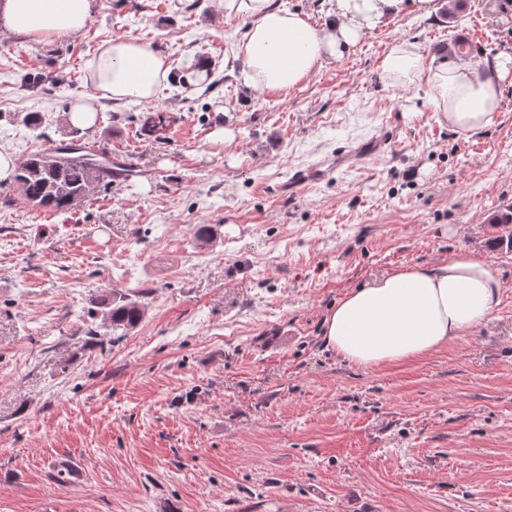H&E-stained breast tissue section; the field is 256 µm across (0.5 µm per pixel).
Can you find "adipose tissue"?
Segmentation results:
<instances>
[{
	"instance_id": "adipose-tissue-1",
	"label": "adipose tissue",
	"mask_w": 512,
	"mask_h": 512,
	"mask_svg": "<svg viewBox=\"0 0 512 512\" xmlns=\"http://www.w3.org/2000/svg\"><path fill=\"white\" fill-rule=\"evenodd\" d=\"M329 2L326 21L315 27L275 0H224L225 16L250 21L235 48L243 84L254 90L293 88L325 60L354 52L366 32L411 12L428 18L439 9L438 0ZM91 15V0H0V34L51 42L80 33ZM90 68L98 95L74 98L66 112L68 122L79 128L94 125L100 99L156 101L169 73L149 45L120 36L102 48ZM381 74L393 86L426 84L434 110L452 129L468 133L488 126L499 111L512 55L477 66L437 63L400 41L383 57ZM502 287L488 262L466 253L434 266L394 270L338 301L323 322L325 346L363 367L422 358L470 335L489 317Z\"/></svg>"
}]
</instances>
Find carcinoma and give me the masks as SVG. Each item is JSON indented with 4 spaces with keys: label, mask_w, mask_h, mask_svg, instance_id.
Listing matches in <instances>:
<instances>
[{
    "label": "carcinoma",
    "mask_w": 512,
    "mask_h": 512,
    "mask_svg": "<svg viewBox=\"0 0 512 512\" xmlns=\"http://www.w3.org/2000/svg\"><path fill=\"white\" fill-rule=\"evenodd\" d=\"M73 151L74 147L66 146L52 154H31L18 165L14 179L27 201L48 210H65L92 185L112 184L116 176L112 167L91 158L73 157ZM142 316V308L135 301L107 303L106 318L115 325L133 328Z\"/></svg>",
    "instance_id": "1"
}]
</instances>
